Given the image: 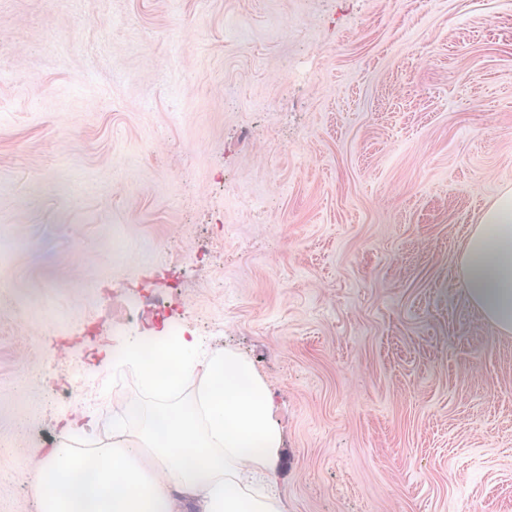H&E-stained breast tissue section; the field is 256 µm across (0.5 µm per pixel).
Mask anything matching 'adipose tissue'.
<instances>
[{
  "label": "adipose tissue",
  "mask_w": 512,
  "mask_h": 512,
  "mask_svg": "<svg viewBox=\"0 0 512 512\" xmlns=\"http://www.w3.org/2000/svg\"><path fill=\"white\" fill-rule=\"evenodd\" d=\"M462 277L486 320L511 333V188L469 235ZM116 363L141 378L147 420L102 407L71 421L32 470L38 512H283L274 493L281 432L245 358L182 334L133 339ZM79 443L91 446L87 474Z\"/></svg>",
  "instance_id": "obj_1"
}]
</instances>
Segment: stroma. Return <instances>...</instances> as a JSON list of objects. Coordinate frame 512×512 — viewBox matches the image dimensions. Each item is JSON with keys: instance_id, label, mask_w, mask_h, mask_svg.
I'll use <instances>...</instances> for the list:
<instances>
[{"instance_id": "35a3bbf8", "label": "stroma", "mask_w": 512, "mask_h": 512, "mask_svg": "<svg viewBox=\"0 0 512 512\" xmlns=\"http://www.w3.org/2000/svg\"><path fill=\"white\" fill-rule=\"evenodd\" d=\"M507 186L512 0H0V512L173 325L266 384L284 512H512ZM462 277L469 299L500 332H512V189L483 211L463 249Z\"/></svg>"}]
</instances>
